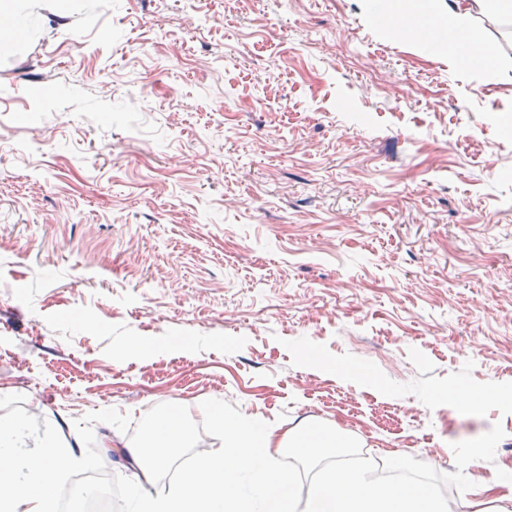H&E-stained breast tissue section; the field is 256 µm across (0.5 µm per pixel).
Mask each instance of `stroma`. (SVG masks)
<instances>
[{
  "label": "stroma",
  "instance_id": "stroma-1",
  "mask_svg": "<svg viewBox=\"0 0 512 512\" xmlns=\"http://www.w3.org/2000/svg\"><path fill=\"white\" fill-rule=\"evenodd\" d=\"M64 2L0 52V418L120 502L103 418L133 442L176 409L172 480L216 405L511 494L512 26L482 25L489 84L362 0Z\"/></svg>",
  "mask_w": 512,
  "mask_h": 512
}]
</instances>
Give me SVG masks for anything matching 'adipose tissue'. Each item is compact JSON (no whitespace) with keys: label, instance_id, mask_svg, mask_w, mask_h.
<instances>
[{"label":"adipose tissue","instance_id":"1","mask_svg":"<svg viewBox=\"0 0 512 512\" xmlns=\"http://www.w3.org/2000/svg\"><path fill=\"white\" fill-rule=\"evenodd\" d=\"M367 9L400 22L401 33L438 47L466 44L460 62L484 70L480 20L512 17V0H448L445 26L425 19V0H364ZM223 437L218 447L197 449L177 478L158 489L154 480L189 444L184 419L160 411L147 413L138 441L125 454L133 467L127 482L125 512H448L449 506L422 483L377 484L365 467L333 463L309 492L282 470L287 451L312 459L348 440L325 429L297 432L264 419L210 412ZM83 459L72 445L51 433L32 434L24 419L0 420V512H53L55 489ZM494 484L462 487L458 512H512V499L494 493Z\"/></svg>","mask_w":512,"mask_h":512}]
</instances>
